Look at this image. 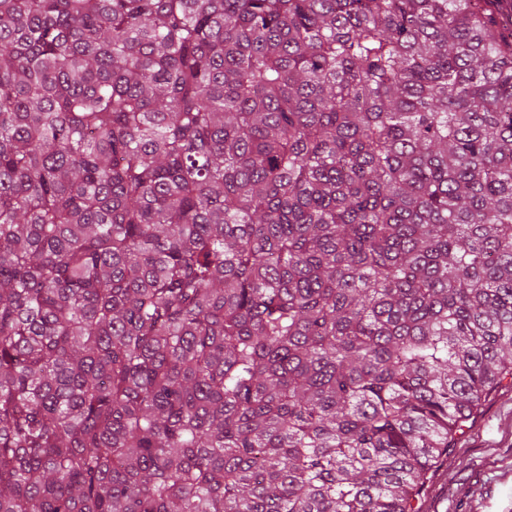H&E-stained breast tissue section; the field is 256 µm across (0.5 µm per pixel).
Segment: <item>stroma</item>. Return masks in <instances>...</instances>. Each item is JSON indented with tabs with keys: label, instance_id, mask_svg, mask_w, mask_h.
Wrapping results in <instances>:
<instances>
[{
	"label": "stroma",
	"instance_id": "obj_1",
	"mask_svg": "<svg viewBox=\"0 0 512 512\" xmlns=\"http://www.w3.org/2000/svg\"><path fill=\"white\" fill-rule=\"evenodd\" d=\"M414 505L416 512H512V383L474 410Z\"/></svg>",
	"mask_w": 512,
	"mask_h": 512
}]
</instances>
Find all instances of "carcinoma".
I'll use <instances>...</instances> for the list:
<instances>
[{"label":"carcinoma","mask_w":512,"mask_h":512,"mask_svg":"<svg viewBox=\"0 0 512 512\" xmlns=\"http://www.w3.org/2000/svg\"><path fill=\"white\" fill-rule=\"evenodd\" d=\"M512 0H0V512H414L512 378Z\"/></svg>","instance_id":"1"}]
</instances>
